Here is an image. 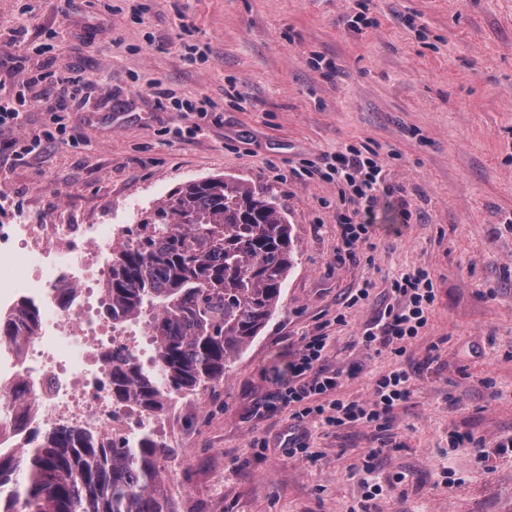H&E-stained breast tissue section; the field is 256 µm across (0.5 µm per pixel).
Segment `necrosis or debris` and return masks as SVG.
<instances>
[{"instance_id": "4bbe7bcc", "label": "necrosis or debris", "mask_w": 512, "mask_h": 512, "mask_svg": "<svg viewBox=\"0 0 512 512\" xmlns=\"http://www.w3.org/2000/svg\"><path fill=\"white\" fill-rule=\"evenodd\" d=\"M121 224H88L61 212L44 220L0 224V313L37 308L0 344V448L24 458L30 432H88L133 442L169 432V419L115 403L112 356L132 354L153 366L155 348L142 326L116 322L103 288L112 250L126 243Z\"/></svg>"}]
</instances>
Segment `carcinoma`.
Instances as JSON below:
<instances>
[{
	"instance_id": "1",
	"label": "carcinoma",
	"mask_w": 512,
	"mask_h": 512,
	"mask_svg": "<svg viewBox=\"0 0 512 512\" xmlns=\"http://www.w3.org/2000/svg\"><path fill=\"white\" fill-rule=\"evenodd\" d=\"M112 254L106 295L112 319L153 311L157 350L147 371L112 358V393L147 412L175 394L214 388L235 356L276 313L294 266L292 225L278 199L221 178L190 181L130 230ZM167 446L145 434L127 448L52 432L24 461L0 452V512H173L161 459Z\"/></svg>"
}]
</instances>
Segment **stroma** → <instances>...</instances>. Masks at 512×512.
<instances>
[{
  "label": "stroma",
  "instance_id": "1",
  "mask_svg": "<svg viewBox=\"0 0 512 512\" xmlns=\"http://www.w3.org/2000/svg\"><path fill=\"white\" fill-rule=\"evenodd\" d=\"M87 80L81 103L59 68ZM207 99L182 116L149 91ZM0 94L29 101L0 127V224L29 209L135 224L176 187L223 177L275 195L295 263L278 311L167 444L175 512H512V0H0ZM201 123L203 135L175 137ZM42 135L19 156L23 132ZM354 148L390 197L370 245L338 256L348 188L302 162ZM428 272V323L402 356L358 342L394 279ZM366 302L344 306L364 282ZM324 326L331 367L358 365L364 401L403 361L421 371L383 439L255 411L288 350ZM472 448L451 449L453 433ZM302 441L316 460L292 459ZM382 448L383 492L362 510L351 468ZM405 474L402 484L387 479Z\"/></svg>",
  "mask_w": 512,
  "mask_h": 512
}]
</instances>
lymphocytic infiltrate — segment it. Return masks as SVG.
Wrapping results in <instances>:
<instances>
[{
  "instance_id": "1",
  "label": "lymphocytic infiltrate",
  "mask_w": 512,
  "mask_h": 512,
  "mask_svg": "<svg viewBox=\"0 0 512 512\" xmlns=\"http://www.w3.org/2000/svg\"><path fill=\"white\" fill-rule=\"evenodd\" d=\"M303 172L345 180L369 209L383 186L381 167L355 149L322 156L316 163L306 162ZM392 293L403 298V305L386 307L381 318L366 327L359 338L366 349L377 354L394 342L415 339L426 327L427 310L434 301L432 283L422 270L395 280ZM327 345L328 337L321 332L301 340L290 356L286 377L270 393L264 411L285 410L293 420H312L328 430L346 425L385 429L394 408L413 394V372L396 365L374 381L368 401L348 400L340 395L346 374L328 367Z\"/></svg>"
}]
</instances>
